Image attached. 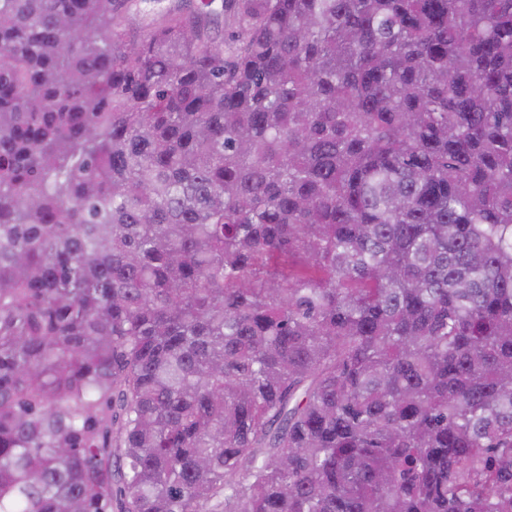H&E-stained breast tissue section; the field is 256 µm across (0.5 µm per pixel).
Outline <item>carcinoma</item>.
<instances>
[{
    "label": "carcinoma",
    "instance_id": "obj_1",
    "mask_svg": "<svg viewBox=\"0 0 512 512\" xmlns=\"http://www.w3.org/2000/svg\"><path fill=\"white\" fill-rule=\"evenodd\" d=\"M132 2L0 0V512H512V0Z\"/></svg>",
    "mask_w": 512,
    "mask_h": 512
}]
</instances>
